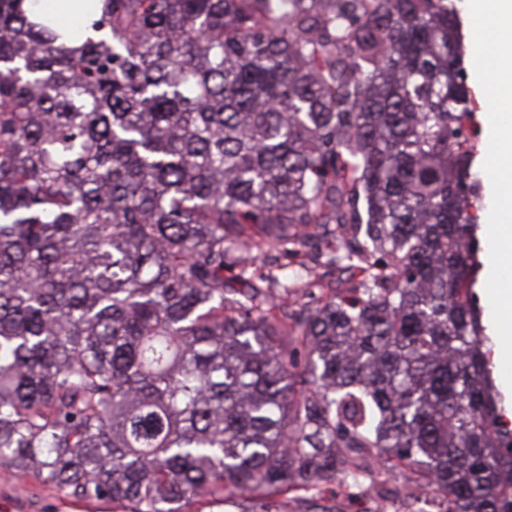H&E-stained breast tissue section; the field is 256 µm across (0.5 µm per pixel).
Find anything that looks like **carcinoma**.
<instances>
[{
	"instance_id": "cac0c4a2",
	"label": "carcinoma",
	"mask_w": 512,
	"mask_h": 512,
	"mask_svg": "<svg viewBox=\"0 0 512 512\" xmlns=\"http://www.w3.org/2000/svg\"><path fill=\"white\" fill-rule=\"evenodd\" d=\"M22 2L0 463L125 512H332L307 493L387 499L376 459L438 512H512L456 0H102L79 46Z\"/></svg>"
}]
</instances>
